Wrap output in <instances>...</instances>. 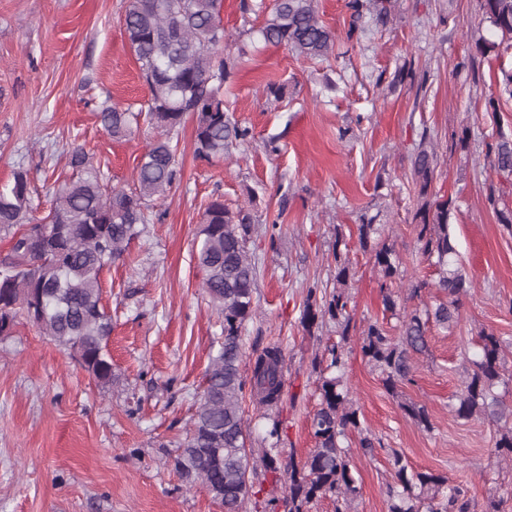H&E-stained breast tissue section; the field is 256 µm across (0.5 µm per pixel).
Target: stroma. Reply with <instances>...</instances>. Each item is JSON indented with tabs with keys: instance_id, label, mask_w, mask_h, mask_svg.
<instances>
[{
	"instance_id": "35a3bbf8",
	"label": "stroma",
	"mask_w": 512,
	"mask_h": 512,
	"mask_svg": "<svg viewBox=\"0 0 512 512\" xmlns=\"http://www.w3.org/2000/svg\"><path fill=\"white\" fill-rule=\"evenodd\" d=\"M239 2L224 0L222 11L232 60L224 103L249 137L226 159L207 163L194 156L193 119L173 135L179 181L166 198L149 201L150 224L102 274L112 385H99L28 320L0 336V512H224L202 485L185 483L166 454L186 437L224 331L195 260L202 214L217 197L263 223L249 244L257 312L242 331L243 371L251 373L273 344L286 359L276 405L243 401L247 446L256 457L273 449L282 463L307 457L315 446L310 416L319 370L336 339L329 321L304 330L308 287L332 285L334 256L342 254L356 269L349 288L356 324L378 320L394 336L406 311L436 295L407 185L425 132L437 144L431 189L453 199L449 233L471 287L457 327H431L402 397L386 391L359 349L349 353L343 380L361 422L347 438L359 488L350 512H386L395 451L415 471L467 486L475 512H512V462L494 453L496 427L457 419L448 408L481 328L507 343L512 377V226L499 222L487 200L496 189L498 205L512 208V180L496 174L488 155L490 144L512 139V96L498 80L501 69L512 68V54L476 55V41L493 36L478 0H398L392 24L366 20L353 41L346 38V0H318L321 19L336 33L335 59L310 61L257 41L242 56ZM126 5L0 0V187L16 169L27 170L35 217L51 208L55 176L69 174L59 163L63 151L82 146L112 186L128 189L157 135L143 124L116 140L96 115L102 102L136 109L148 95L124 31ZM271 83L285 85L282 102L268 97ZM364 215L386 225L388 244L405 262L401 279L383 283L359 250ZM268 220L275 229L265 228ZM421 280L426 289L410 299ZM384 285L398 298L396 313L383 308ZM403 398L427 407L429 429L405 417ZM274 424L275 442L267 436ZM367 433L383 444L371 458L359 448Z\"/></svg>"
}]
</instances>
